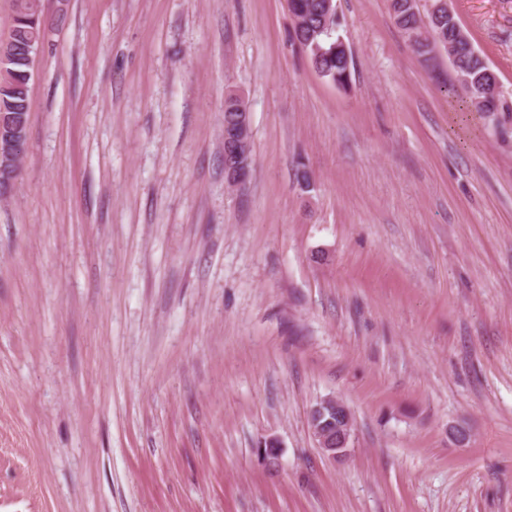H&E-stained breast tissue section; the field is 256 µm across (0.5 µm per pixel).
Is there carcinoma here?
I'll return each instance as SVG.
<instances>
[{
    "instance_id": "carcinoma-1",
    "label": "carcinoma",
    "mask_w": 512,
    "mask_h": 512,
    "mask_svg": "<svg viewBox=\"0 0 512 512\" xmlns=\"http://www.w3.org/2000/svg\"><path fill=\"white\" fill-rule=\"evenodd\" d=\"M301 14L293 18V41L299 43L307 52L317 71L323 77L336 83L349 84L353 60L346 58L343 50L339 49L341 42L336 36L338 21L334 15L325 10V0H298ZM393 19L408 37L421 55L431 54L435 48H453V58L449 62L458 78V83L465 91L467 106L473 112H512V99L499 96L493 104L486 100V92L498 80L485 57L474 47L469 35L462 29L452 14L440 12L431 20L434 37L431 40L419 39L423 17L412 12L408 0H392ZM37 14L25 4L15 5L12 24V38L17 43L24 42L32 32L45 29V24L37 22L31 26L28 19ZM31 68L18 60L7 66L3 80L11 83L29 85L31 78L27 72Z\"/></svg>"
}]
</instances>
